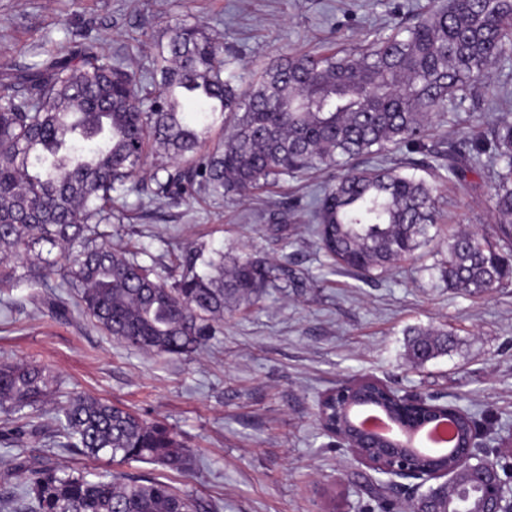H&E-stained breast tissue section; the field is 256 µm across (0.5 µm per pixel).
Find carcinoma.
Returning a JSON list of instances; mask_svg holds the SVG:
<instances>
[{"label": "carcinoma", "instance_id": "1", "mask_svg": "<svg viewBox=\"0 0 512 512\" xmlns=\"http://www.w3.org/2000/svg\"><path fill=\"white\" fill-rule=\"evenodd\" d=\"M512 60V0H435L408 25L368 43L283 53L241 88L237 60L200 23L177 22L139 74L93 42L70 57L51 56L3 74L0 84V294L24 283L32 299L53 293L51 312L82 318L138 350L179 357L222 330L224 314L259 302L293 270L246 252L187 245L171 264H147L141 247L112 244V224L128 215L131 192L161 203L268 193L301 174L351 168L309 204L324 256L364 280L382 277L441 237L447 253L433 270L448 287L480 296L512 282V117L476 125L440 151L435 121L490 87L492 67ZM221 122L224 135L213 138ZM396 150L420 154L384 164ZM494 176L488 201L495 234L451 229L437 205L445 184L465 191L483 161ZM422 170L426 176L414 171ZM435 233H430V229ZM24 273L17 274L18 269ZM59 281L51 282L52 277ZM448 330L413 332L416 366L448 354ZM56 379L36 364L0 362V412L13 443L42 415ZM407 421L395 395L372 384L352 392ZM54 444L120 466L146 462L188 473L194 452L168 425L107 401L65 392L54 403ZM17 481L12 512H205L189 492L156 477L97 475L49 456L5 463ZM463 500L484 512L469 469L430 488L408 512H445Z\"/></svg>", "mask_w": 512, "mask_h": 512}]
</instances>
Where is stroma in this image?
Returning <instances> with one entry per match:
<instances>
[{
    "label": "stroma",
    "instance_id": "obj_1",
    "mask_svg": "<svg viewBox=\"0 0 512 512\" xmlns=\"http://www.w3.org/2000/svg\"><path fill=\"white\" fill-rule=\"evenodd\" d=\"M431 0H0V73L67 54L89 38L106 55L146 65L156 40L177 21L199 22L249 70L280 52L330 41L365 43L373 31L428 10ZM496 97L447 112L438 133L461 142L474 118L512 113V62L495 65ZM319 173L289 180L279 193L238 199L199 195L158 204L130 194V218L113 225L159 262L196 242L246 251L305 276L268 289L253 307L225 315L222 334L183 357L125 346L86 322L59 321L27 301L26 288L0 294V359L49 368L62 391L129 408L174 428L192 448V473L132 462L122 472L153 474L187 490L215 512H367L366 484L385 475L360 463L317 418L320 396L370 376L402 395L421 394L471 414L479 456L512 465V286L480 297L448 289L430 272L439 242L369 282L338 269L318 250L308 224L258 223L256 214L306 205ZM439 209L459 224L495 222L485 195L443 190ZM447 327L448 355L413 367L410 331ZM22 443L0 441V461L53 455L71 465V449L50 443L51 415Z\"/></svg>",
    "mask_w": 512,
    "mask_h": 512
}]
</instances>
